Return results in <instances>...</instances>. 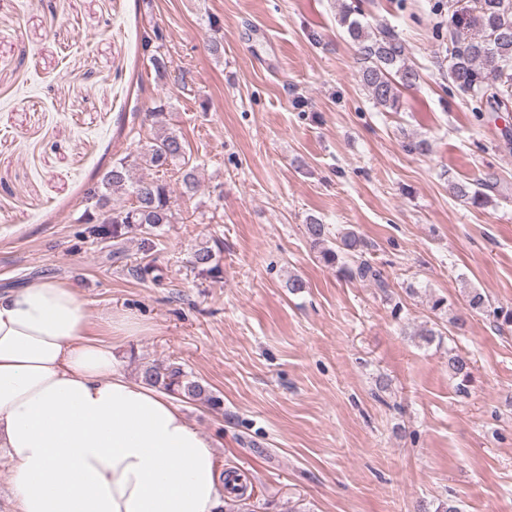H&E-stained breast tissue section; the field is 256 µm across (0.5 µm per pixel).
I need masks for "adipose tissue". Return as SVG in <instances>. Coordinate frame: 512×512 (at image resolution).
Instances as JSON below:
<instances>
[{"mask_svg": "<svg viewBox=\"0 0 512 512\" xmlns=\"http://www.w3.org/2000/svg\"><path fill=\"white\" fill-rule=\"evenodd\" d=\"M0 448L12 512H217L225 494L213 443L52 280L0 293Z\"/></svg>", "mask_w": 512, "mask_h": 512, "instance_id": "obj_1", "label": "adipose tissue"}]
</instances>
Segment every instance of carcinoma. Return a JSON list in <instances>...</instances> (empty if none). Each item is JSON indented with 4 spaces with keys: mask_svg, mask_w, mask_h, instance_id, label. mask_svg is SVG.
<instances>
[{
    "mask_svg": "<svg viewBox=\"0 0 512 512\" xmlns=\"http://www.w3.org/2000/svg\"><path fill=\"white\" fill-rule=\"evenodd\" d=\"M355 8L341 4L340 22L358 46L361 63V80L369 99L377 107L396 109L403 90L414 88L420 75L407 62V49L403 41L389 28L376 32L352 18ZM466 28L476 29L473 35L448 30L452 52L448 76L457 90L468 97L477 111L482 107L501 106L512 98V0H473L472 12L465 22ZM149 116L159 127L152 141L136 156L124 157L112 164L100 183L91 191L96 199V210H85L80 219L86 224L103 222L112 225V237L132 235L140 240L143 249H153L156 230L163 224L176 223V212L171 206L170 189L159 178L136 177L133 169L145 165L159 173L185 160V142L180 135L167 127L165 105L155 106ZM131 196L133 203L126 206L107 207L114 192ZM454 196L474 206L482 205L487 195L471 188L465 182L452 185ZM309 238L316 244L329 241L326 225L315 218L306 224ZM368 243L349 229L336 236V249L322 251L323 259L334 264L343 261L348 276L372 281L376 287L387 288L382 271L366 258ZM193 264L200 271L214 275L218 266L212 264V253L207 248L198 249ZM489 300L482 292L471 289L466 293L465 309L472 313L488 311ZM448 364L460 380L458 389L466 391L471 380V365L460 354L449 357ZM143 381L169 394L187 399H200L204 386L188 378L181 367L174 364L148 365L142 372Z\"/></svg>",
    "mask_w": 512,
    "mask_h": 512,
    "instance_id": "carcinoma-1",
    "label": "carcinoma"
}]
</instances>
